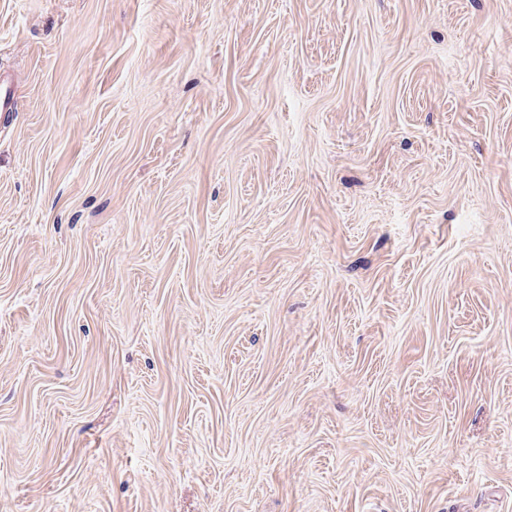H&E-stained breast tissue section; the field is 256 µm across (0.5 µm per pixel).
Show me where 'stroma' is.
<instances>
[{"label":"stroma","mask_w":512,"mask_h":512,"mask_svg":"<svg viewBox=\"0 0 512 512\" xmlns=\"http://www.w3.org/2000/svg\"><path fill=\"white\" fill-rule=\"evenodd\" d=\"M0 512H512V0H0Z\"/></svg>","instance_id":"35a3bbf8"}]
</instances>
